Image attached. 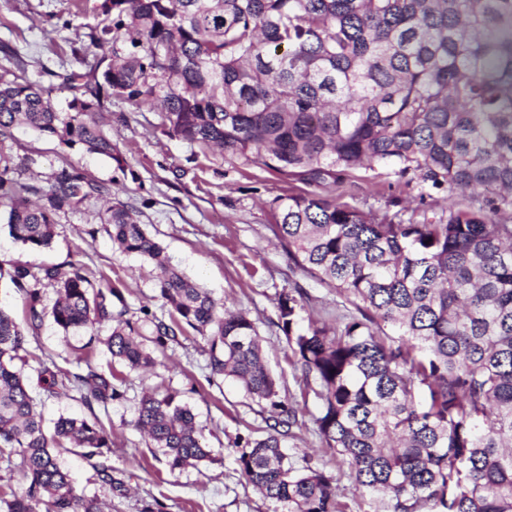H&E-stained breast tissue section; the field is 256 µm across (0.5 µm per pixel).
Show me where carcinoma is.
Segmentation results:
<instances>
[{
  "label": "carcinoma",
  "mask_w": 512,
  "mask_h": 512,
  "mask_svg": "<svg viewBox=\"0 0 512 512\" xmlns=\"http://www.w3.org/2000/svg\"><path fill=\"white\" fill-rule=\"evenodd\" d=\"M89 27L94 63L61 75L72 94L58 112L49 91L15 69L0 73V218L32 248L53 237V216L77 211L102 187L64 168L48 188L15 176L5 152L18 123L113 157L104 102L119 97L160 112L168 133L217 148L321 189L358 169H383L421 196L448 192V208L421 222L364 212L320 193L278 198L273 233L288 263L336 290L355 312L334 326L299 327L301 288L278 301L284 333L327 448L379 512H512V0H102ZM490 195L453 201L473 187ZM124 253L161 269L169 318L114 310L123 301L80 261L33 272L12 265L26 296L25 324L0 307V459L19 469L20 493L0 492V512H103L77 492L56 453L77 449L95 480L124 496L112 467V432L98 416H61L45 431L24 375L46 282L64 331L110 326L112 360L158 364L183 326L203 336L211 373L238 381L271 408L266 435L237 462L280 512H343L332 476L299 471L285 438L297 408L264 363L263 339L245 314L220 306L167 265L128 205L102 217ZM390 331H385V328ZM52 398L88 408L124 397L116 374L91 361L77 371L39 362ZM135 427L170 470L212 460L195 416L168 391L140 399Z\"/></svg>",
  "instance_id": "obj_1"
}]
</instances>
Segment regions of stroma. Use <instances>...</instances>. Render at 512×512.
I'll use <instances>...</instances> for the list:
<instances>
[{"label": "stroma", "instance_id": "obj_1", "mask_svg": "<svg viewBox=\"0 0 512 512\" xmlns=\"http://www.w3.org/2000/svg\"><path fill=\"white\" fill-rule=\"evenodd\" d=\"M8 0L0 6V48L9 46L26 63L27 76L50 88L59 110H66L69 92L59 90L55 72L74 70L70 41L75 29L94 24L100 0ZM114 146L113 157L68 147L38 132L17 127L9 146L19 177L47 184L62 168H76L129 205L146 231L161 245L168 264L226 307L252 320L280 379L281 393L299 403L297 423L285 445L290 463L301 468L319 466L335 479L336 495L344 512H376L377 501L359 491L347 464L324 447L312 418L315 403L305 402L301 372L294 364L284 333L278 328V299L283 291L304 288L303 317L335 325L351 305L334 290L289 267L288 258L270 227L276 222L279 197L304 191V184L222 153L203 150L169 136L160 113L151 106H135L121 99L107 103L105 113ZM37 160L24 168L25 157ZM328 196L365 212L400 213L422 219L440 216L444 199H421L417 188L396 184L384 171L360 170L350 183L328 189ZM101 201L78 212L54 217L49 246L33 249L15 240L0 221V266L21 262L32 267L82 260L108 278L121 280L127 316L139 318L141 307L163 314L156 263L113 247L108 227L101 222ZM33 353L53 358L63 369H75L77 358H90L101 370L115 369L125 381L123 399L109 405L103 422L112 425V465L124 474L126 497H112L92 478L78 455L64 452L61 464L76 478L79 492L97 496L107 512H141L144 503L159 499L167 512H274L246 481L237 464L238 438L266 433L268 406H261L235 382L212 374L208 346L189 332L183 344L169 350L163 363L142 371L116 366L100 340L90 332H64L44 317ZM148 389L175 392L194 414L202 443L211 448L214 462L199 468L169 471L154 458L144 435L133 421L142 393Z\"/></svg>", "mask_w": 512, "mask_h": 512}]
</instances>
